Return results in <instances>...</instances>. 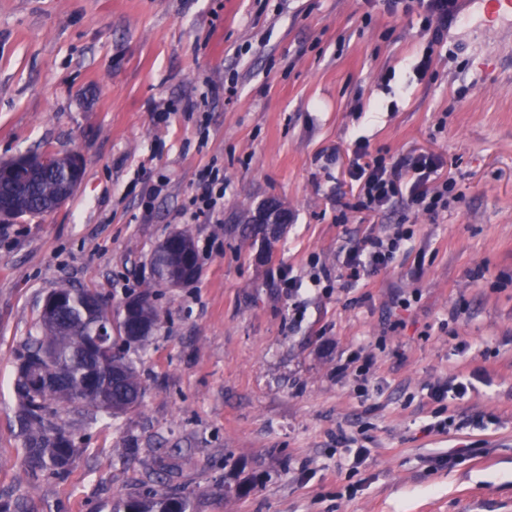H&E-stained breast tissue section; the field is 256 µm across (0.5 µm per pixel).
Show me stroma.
Masks as SVG:
<instances>
[{"label":"stroma","mask_w":512,"mask_h":512,"mask_svg":"<svg viewBox=\"0 0 512 512\" xmlns=\"http://www.w3.org/2000/svg\"><path fill=\"white\" fill-rule=\"evenodd\" d=\"M459 10L471 21L449 24L421 78V19L383 0H0V161H84L61 207L0 223V497L23 512H121L148 489L191 512H512V22ZM359 138L442 156L463 198L355 209ZM211 166L224 197L206 219L188 202ZM269 200L290 222L268 250L242 228ZM395 224L412 237L391 266L341 287L340 256ZM183 230L197 278L153 286V253ZM281 266L330 274L302 320L270 284ZM64 284L115 312L152 287L160 322L124 350L140 406L61 410L69 472L32 478L17 356ZM360 349L366 385L336 373ZM457 375L474 388L429 431L428 391Z\"/></svg>","instance_id":"35a3bbf8"}]
</instances>
